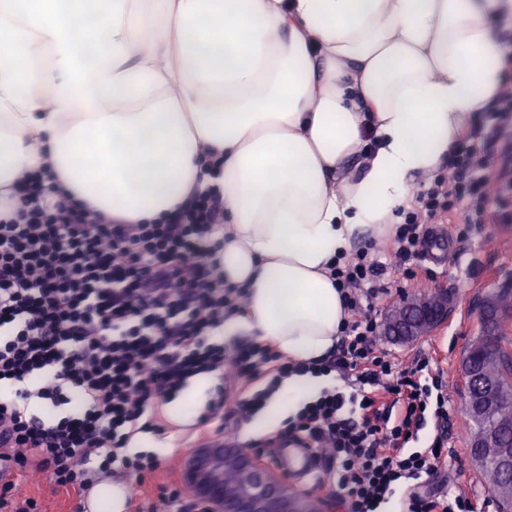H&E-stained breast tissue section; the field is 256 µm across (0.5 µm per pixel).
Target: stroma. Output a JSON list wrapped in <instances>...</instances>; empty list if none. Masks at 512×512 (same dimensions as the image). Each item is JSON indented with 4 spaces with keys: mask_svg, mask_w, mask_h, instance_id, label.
I'll use <instances>...</instances> for the list:
<instances>
[{
    "mask_svg": "<svg viewBox=\"0 0 512 512\" xmlns=\"http://www.w3.org/2000/svg\"><path fill=\"white\" fill-rule=\"evenodd\" d=\"M445 230L453 241L445 264L436 265L423 258L415 260L412 268L416 275L410 280L402 272H393L391 278L398 288L388 301L396 303L405 293L445 289L457 299L454 311L430 336L412 345H396L383 337L377 345L390 357L405 363L424 354L434 359L448 386V446L453 455L447 474L440 476L435 486L442 490L452 486L465 493L472 499L476 512H497L492 494L468 450L471 424L461 405V361L466 344L478 335L480 326L479 316L469 308V301L502 288L512 289V223L477 224L465 235L460 234L455 222L446 225ZM214 434L213 428L195 424L169 427L163 436L143 433L133 449L161 459L157 471L142 477L117 463L103 473L92 464L87 469V478L94 484L111 479L137 486L136 502L145 512H164L161 494L173 488L182 490L183 460ZM11 495L16 502L35 499L39 512H84L86 506L84 496L57 491L49 473L32 468L17 473Z\"/></svg>",
    "mask_w": 512,
    "mask_h": 512,
    "instance_id": "1",
    "label": "stroma"
}]
</instances>
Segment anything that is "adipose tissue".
Segmentation results:
<instances>
[{
	"label": "adipose tissue",
	"instance_id": "adipose-tissue-1",
	"mask_svg": "<svg viewBox=\"0 0 512 512\" xmlns=\"http://www.w3.org/2000/svg\"><path fill=\"white\" fill-rule=\"evenodd\" d=\"M512 0H0V204L22 173L125 224L224 207L216 333L297 361L348 317L329 275L393 227L506 78Z\"/></svg>",
	"mask_w": 512,
	"mask_h": 512
}]
</instances>
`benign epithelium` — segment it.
<instances>
[{
    "label": "benign epithelium",
    "instance_id": "1",
    "mask_svg": "<svg viewBox=\"0 0 512 512\" xmlns=\"http://www.w3.org/2000/svg\"><path fill=\"white\" fill-rule=\"evenodd\" d=\"M452 308L446 290L408 297L388 310L383 322L385 335L396 336L410 345L448 320ZM462 377V408L475 424L471 436V447L477 449L475 460L495 465L505 475L506 485L511 486L512 447L503 442L498 427L482 423L495 395L474 400L471 376L464 373ZM229 456L235 458L240 473V481L231 494L224 489V460ZM183 481L203 512H308L310 503H321L319 499L295 493L259 455L241 453L230 445L194 449L184 467Z\"/></svg>",
    "mask_w": 512,
    "mask_h": 512
}]
</instances>
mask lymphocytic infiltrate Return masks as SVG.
<instances>
[{
    "mask_svg": "<svg viewBox=\"0 0 512 512\" xmlns=\"http://www.w3.org/2000/svg\"><path fill=\"white\" fill-rule=\"evenodd\" d=\"M448 174L394 212L391 244L338 258L330 276L352 318L326 357L298 362L269 343L208 342L241 311L244 286L217 273L224 223L217 197L192 196L157 224H123L70 203H52L41 176L19 180L21 204L0 216V460L24 469L29 455L65 490L86 488L88 464L142 471L155 457L127 455L139 429L164 433L159 404L190 378L218 373L210 415L256 413L291 376L340 379L289 417V439L326 452L347 512H474L470 498L433 490L448 469V394L431 358L403 364L378 350V303L389 270L417 259L427 227L512 222V140L469 122L446 161ZM68 406L47 421L29 406ZM435 431L428 439L426 426Z\"/></svg>",
    "mask_w": 512,
    "mask_h": 512,
    "instance_id": "obj_1",
    "label": "lymphocytic infiltrate"
}]
</instances>
